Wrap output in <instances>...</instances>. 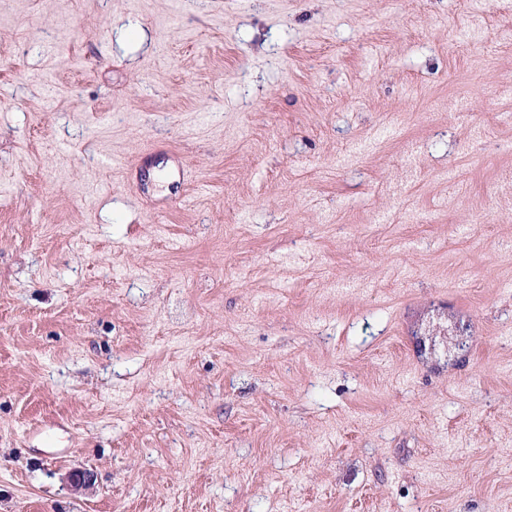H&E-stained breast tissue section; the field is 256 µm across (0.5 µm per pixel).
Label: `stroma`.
Masks as SVG:
<instances>
[{"mask_svg": "<svg viewBox=\"0 0 512 512\" xmlns=\"http://www.w3.org/2000/svg\"><path fill=\"white\" fill-rule=\"evenodd\" d=\"M0 512H512V0H0Z\"/></svg>", "mask_w": 512, "mask_h": 512, "instance_id": "35a3bbf8", "label": "stroma"}]
</instances>
